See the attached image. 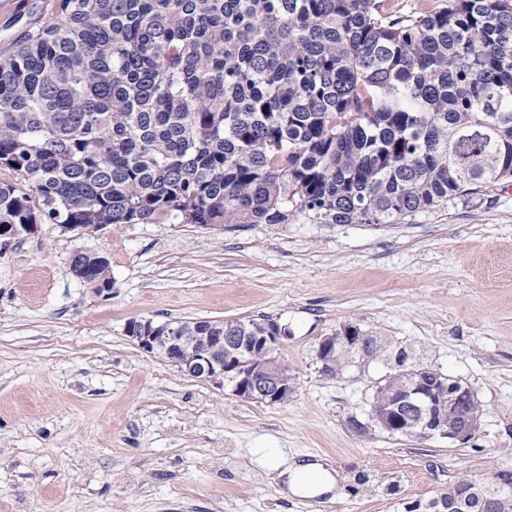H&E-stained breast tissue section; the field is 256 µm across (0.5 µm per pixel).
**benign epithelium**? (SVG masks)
<instances>
[{"instance_id":"1","label":"benign epithelium","mask_w":512,"mask_h":512,"mask_svg":"<svg viewBox=\"0 0 512 512\" xmlns=\"http://www.w3.org/2000/svg\"><path fill=\"white\" fill-rule=\"evenodd\" d=\"M126 334L140 350L161 355L183 375L219 388L228 384L233 394L242 400L273 404L294 391L288 378V366L275 355V346L283 334L276 322H268L259 335L253 336L241 321L226 332L222 323L209 320L159 323L151 318H140L127 323ZM368 341L369 336L355 326H345L323 337L316 353L321 372L336 376L331 366L336 347L361 350ZM440 383L435 375L427 381L421 379L406 386L396 408L410 407L415 415L403 431L418 440L438 437L450 444H464L478 432L466 414V406L474 393L464 385L457 388L458 416L450 422L440 417L435 407L434 396ZM483 486L482 481H470L466 489L448 496L442 512H470L476 505L478 512H494V501L481 496Z\"/></svg>"}]
</instances>
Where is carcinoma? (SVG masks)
<instances>
[{
    "mask_svg": "<svg viewBox=\"0 0 512 512\" xmlns=\"http://www.w3.org/2000/svg\"><path fill=\"white\" fill-rule=\"evenodd\" d=\"M0 57V238L397 224L512 182V0H54ZM69 272L109 285L91 253ZM378 386L389 408L405 374Z\"/></svg>",
    "mask_w": 512,
    "mask_h": 512,
    "instance_id": "obj_1",
    "label": "carcinoma"
}]
</instances>
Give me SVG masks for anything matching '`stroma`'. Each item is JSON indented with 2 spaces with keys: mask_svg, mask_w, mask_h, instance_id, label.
<instances>
[{
  "mask_svg": "<svg viewBox=\"0 0 512 512\" xmlns=\"http://www.w3.org/2000/svg\"><path fill=\"white\" fill-rule=\"evenodd\" d=\"M48 0H0V57L49 22ZM104 256L100 295L73 251ZM265 318L294 392L245 401L183 376L130 320ZM351 324L472 389L464 445L388 434L370 416L394 360L325 376L322 337ZM319 463L327 493L287 492L274 464ZM512 471V186L398 224L211 230L167 220L82 233L55 224L0 245V512H403L457 477Z\"/></svg>",
  "mask_w": 512,
  "mask_h": 512,
  "instance_id": "obj_1",
  "label": "stroma"
}]
</instances>
